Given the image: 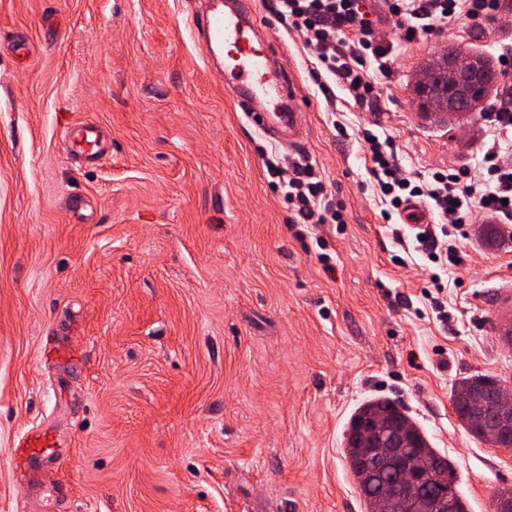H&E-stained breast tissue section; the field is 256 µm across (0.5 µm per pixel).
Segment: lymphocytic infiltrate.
Listing matches in <instances>:
<instances>
[{
    "label": "lymphocytic infiltrate",
    "instance_id": "obj_1",
    "mask_svg": "<svg viewBox=\"0 0 512 512\" xmlns=\"http://www.w3.org/2000/svg\"><path fill=\"white\" fill-rule=\"evenodd\" d=\"M497 7L498 0H393L390 12L404 29L406 40L413 41L490 16ZM271 9L285 30L303 36L311 47V76L324 96H331L337 85L348 91L355 103L374 99L375 85L366 63L377 62L379 72L387 75L394 55L361 12L359 0H273ZM483 120L492 139L484 146V170L476 175L436 171L426 177L403 171L391 143L366 134L371 169L390 211H399L408 199L420 198L432 212L455 224L466 223L476 211L511 219L512 164L501 161L500 140L512 133V112H487ZM283 186L293 223H342L340 209L330 203L327 183L312 164L293 163Z\"/></svg>",
    "mask_w": 512,
    "mask_h": 512
}]
</instances>
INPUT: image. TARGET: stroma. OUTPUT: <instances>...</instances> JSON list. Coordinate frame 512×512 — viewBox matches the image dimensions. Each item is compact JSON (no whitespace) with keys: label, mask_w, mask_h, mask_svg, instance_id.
<instances>
[{"label":"stroma","mask_w":512,"mask_h":512,"mask_svg":"<svg viewBox=\"0 0 512 512\" xmlns=\"http://www.w3.org/2000/svg\"><path fill=\"white\" fill-rule=\"evenodd\" d=\"M202 3L0 0V512H367L344 433L381 396L453 462L469 512H492L512 451L473 437L451 392L474 374L512 385V239L484 245L478 212L449 227L433 309L439 267L381 217L363 132L408 171L478 169L482 118L420 117L410 81L451 45L512 54V0L413 43L387 0H362L396 46L373 105L324 98L280 31L307 103L284 150L206 67ZM82 120L112 149L79 167L64 135ZM277 150L312 162L343 223H291L263 158ZM35 425L55 459L28 492L10 451Z\"/></svg>","instance_id":"35a3bbf8"}]
</instances>
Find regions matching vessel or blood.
<instances>
[{
  "instance_id": "obj_1",
  "label": "vessel or blood",
  "mask_w": 512,
  "mask_h": 512,
  "mask_svg": "<svg viewBox=\"0 0 512 512\" xmlns=\"http://www.w3.org/2000/svg\"><path fill=\"white\" fill-rule=\"evenodd\" d=\"M205 62L224 81L225 92L245 116L270 140L293 147L306 104L295 79L276 61L274 37L257 19L253 0H209L193 19ZM72 161L89 165L108 151L98 125L79 122L65 134ZM54 442L49 430L34 428L14 444L17 463L50 458Z\"/></svg>"
}]
</instances>
